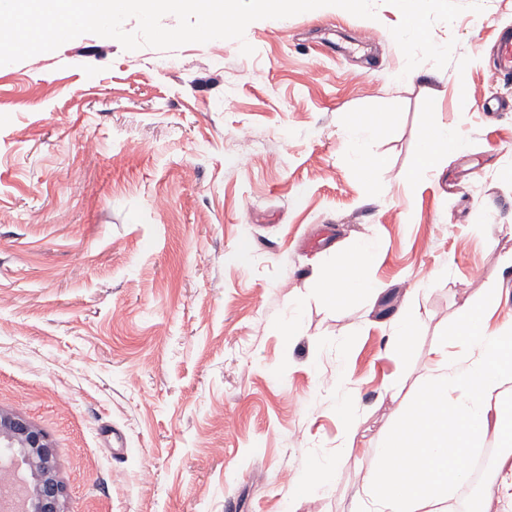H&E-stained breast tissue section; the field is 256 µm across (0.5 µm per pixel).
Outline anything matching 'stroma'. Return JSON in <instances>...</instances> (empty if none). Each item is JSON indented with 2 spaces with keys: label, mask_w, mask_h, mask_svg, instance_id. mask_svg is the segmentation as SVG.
<instances>
[{
  "label": "stroma",
  "mask_w": 512,
  "mask_h": 512,
  "mask_svg": "<svg viewBox=\"0 0 512 512\" xmlns=\"http://www.w3.org/2000/svg\"><path fill=\"white\" fill-rule=\"evenodd\" d=\"M374 7L0 66V409L49 434L66 512H353L459 310L500 288L512 322V106L483 109L512 103L489 80L512 0H447L403 41L399 0ZM357 114L387 121L367 175ZM439 124L467 147L436 174ZM361 239L378 291L329 304L315 282ZM317 458L333 478L297 491ZM423 138L420 154V166L429 171L439 169L448 152H457L465 148V143L458 128L448 125L427 129Z\"/></svg>",
  "instance_id": "obj_1"
}]
</instances>
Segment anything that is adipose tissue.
Here are the masks:
<instances>
[{
  "label": "adipose tissue",
  "instance_id": "ef3b65f1",
  "mask_svg": "<svg viewBox=\"0 0 512 512\" xmlns=\"http://www.w3.org/2000/svg\"><path fill=\"white\" fill-rule=\"evenodd\" d=\"M458 128L440 125L423 138L419 163L439 169L448 153L463 150ZM369 239L337 255L319 281L331 304L370 295L365 271L377 254ZM502 293L483 289L478 306L462 308L432 348L434 373L423 383L408 413L388 435L366 482L356 491L365 512H450L454 493L467 479L463 461L503 429L501 404L512 392V325L489 326L484 316ZM462 351L449 358V343Z\"/></svg>",
  "mask_w": 512,
  "mask_h": 512
}]
</instances>
